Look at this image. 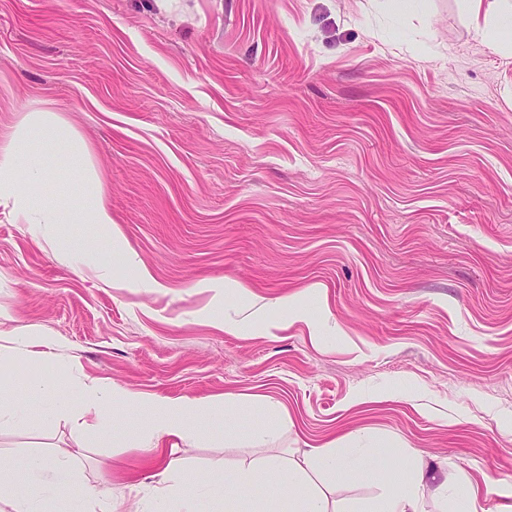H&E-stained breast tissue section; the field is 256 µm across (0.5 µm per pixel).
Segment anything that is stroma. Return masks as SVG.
Here are the masks:
<instances>
[{
	"label": "stroma",
	"mask_w": 512,
	"mask_h": 512,
	"mask_svg": "<svg viewBox=\"0 0 512 512\" xmlns=\"http://www.w3.org/2000/svg\"><path fill=\"white\" fill-rule=\"evenodd\" d=\"M36 101L108 188L121 285L0 208V328L137 393L268 397L283 454L360 430L512 505V38L461 0H0V135ZM56 448L113 498L152 482L75 419L0 429L14 467Z\"/></svg>",
	"instance_id": "1"
}]
</instances>
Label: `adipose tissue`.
Here are the masks:
<instances>
[{"mask_svg": "<svg viewBox=\"0 0 512 512\" xmlns=\"http://www.w3.org/2000/svg\"><path fill=\"white\" fill-rule=\"evenodd\" d=\"M474 33L498 49L499 32L512 29V0H463ZM0 205L13 220L35 233H48L54 248L80 258L101 280L111 272L98 265L101 248L119 239L108 193L88 160V147L59 113L36 102L24 109L13 130L0 136ZM59 338L37 325L0 330V353L16 354L30 365L20 381L0 380V425L40 430L54 419L79 411L99 442L131 441L156 458L164 442L187 448L202 440L242 433L247 448H266L275 436L280 409L272 401L244 398L224 418L222 402L189 396H160L126 390L83 373L78 360L65 357ZM52 365L56 373L45 378ZM256 427H247L252 418ZM75 451L59 448L27 456L22 470H0V512H94L109 498L104 488L77 485ZM364 479L378 494L363 512H426L430 498L448 495V480L421 455L396 461L371 449L354 431L310 447L303 455L270 453L231 466L214 463L208 476L169 461L152 490L132 496L122 512H344L331 499V487Z\"/></svg>", "mask_w": 512, "mask_h": 512, "instance_id": "obj_1", "label": "adipose tissue"}]
</instances>
